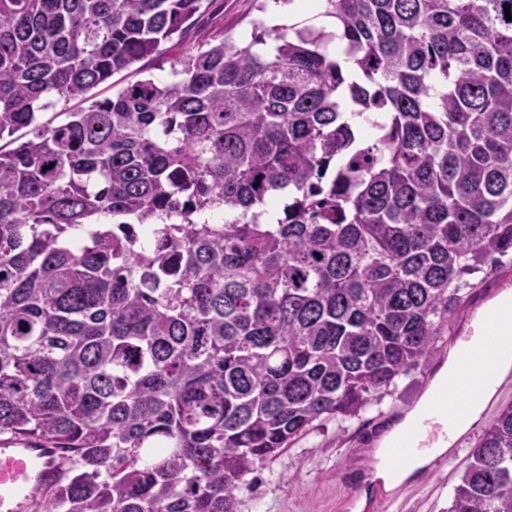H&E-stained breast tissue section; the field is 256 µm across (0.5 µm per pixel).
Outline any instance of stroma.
I'll list each match as a JSON object with an SVG mask.
<instances>
[{"mask_svg":"<svg viewBox=\"0 0 512 512\" xmlns=\"http://www.w3.org/2000/svg\"><path fill=\"white\" fill-rule=\"evenodd\" d=\"M269 8V0H202L193 26L165 43L162 56L113 75L109 83L92 89L89 96L94 100L111 97L115 89L145 77L170 80L172 64L196 54L202 44L227 35L237 39L255 28H268ZM495 288L492 281L477 288L449 322L444 336L418 368L399 381L391 396L368 406L359 416L315 422L305 436L259 466L255 484L243 486L237 494L238 512H360L348 499L363 482L365 450L375 446L393 415L412 411L427 395L437 367L448 357L450 342L463 329L465 313L493 295ZM509 405L512 385L497 391L478 422L460 439L452 459L433 474L399 484L382 512H448L471 448Z\"/></svg>","mask_w":512,"mask_h":512,"instance_id":"35a3bbf8","label":"stroma"}]
</instances>
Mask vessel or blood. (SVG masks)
Returning <instances> with one entry per match:
<instances>
[{
  "instance_id": "obj_1",
  "label": "vessel or blood",
  "mask_w": 512,
  "mask_h": 512,
  "mask_svg": "<svg viewBox=\"0 0 512 512\" xmlns=\"http://www.w3.org/2000/svg\"><path fill=\"white\" fill-rule=\"evenodd\" d=\"M475 383L469 375L455 374L435 394L428 411L400 440L398 454L425 453L448 440V396L469 392ZM58 479L57 462L52 449L37 443L5 441L0 443V512H32L37 500Z\"/></svg>"
}]
</instances>
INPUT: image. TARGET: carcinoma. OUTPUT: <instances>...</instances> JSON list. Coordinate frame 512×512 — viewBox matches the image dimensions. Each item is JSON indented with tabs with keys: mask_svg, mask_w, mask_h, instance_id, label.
<instances>
[{
	"mask_svg": "<svg viewBox=\"0 0 512 512\" xmlns=\"http://www.w3.org/2000/svg\"><path fill=\"white\" fill-rule=\"evenodd\" d=\"M326 4L54 124L200 0H0V442L58 449L39 512H237L512 253V0ZM448 512H512V405Z\"/></svg>",
	"mask_w": 512,
	"mask_h": 512,
	"instance_id": "1",
	"label": "carcinoma"
}]
</instances>
